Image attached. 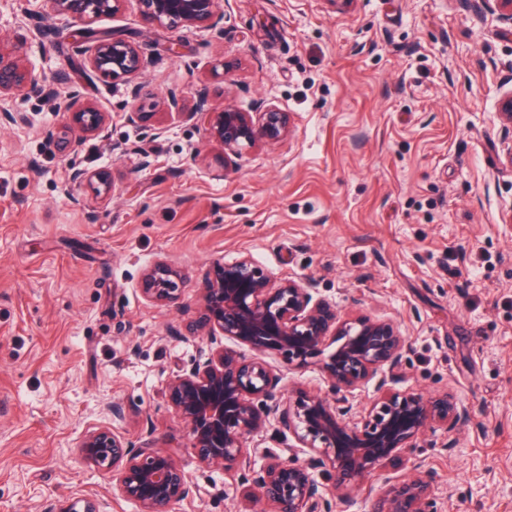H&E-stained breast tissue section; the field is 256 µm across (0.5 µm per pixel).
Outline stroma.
<instances>
[{"label":"stroma","mask_w":512,"mask_h":512,"mask_svg":"<svg viewBox=\"0 0 512 512\" xmlns=\"http://www.w3.org/2000/svg\"><path fill=\"white\" fill-rule=\"evenodd\" d=\"M35 38L18 0L0 32L46 79L112 114L105 137L63 152L66 125L38 93L0 99V512H57L112 495L76 442L113 424L177 455L199 498L174 512H239L242 487L199 466L168 379L197 356L181 335L214 263L250 253L276 277H307L341 318L392 320L408 338L394 391L449 392L470 410L384 464L335 512L430 472L438 512H512V169L499 99L512 91V27L481 0H223L213 30L151 28L135 0L96 22L142 46L141 82L288 112L289 139L243 152L231 172L192 123L151 139L124 112L151 111L129 84L91 76L79 24L57 17ZM107 173L102 201L73 205L71 168ZM182 274L177 303L145 300L144 269Z\"/></svg>","instance_id":"35a3bbf8"}]
</instances>
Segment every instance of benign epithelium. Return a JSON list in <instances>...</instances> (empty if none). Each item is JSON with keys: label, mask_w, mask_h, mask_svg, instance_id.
I'll list each match as a JSON object with an SVG mask.
<instances>
[{"label": "benign epithelium", "mask_w": 512, "mask_h": 512, "mask_svg": "<svg viewBox=\"0 0 512 512\" xmlns=\"http://www.w3.org/2000/svg\"><path fill=\"white\" fill-rule=\"evenodd\" d=\"M40 2L39 14L23 7L22 16H64L89 26L119 13L126 0ZM138 2L148 24L167 30L212 29L221 4V0ZM482 6L512 26V0H482ZM82 42L92 75L123 81L131 85L133 97L144 94L164 109L162 114L126 112L127 123L140 126L147 118L159 116L155 130L160 134L166 118L192 122L224 148L226 172L243 150L291 135L290 114L274 106L244 112L231 102L213 106L203 95L191 105L175 91L156 97L146 84L134 82L150 64L138 44L95 30L87 31ZM24 55L21 46L6 54L0 51V98L25 88L43 89L48 104L67 114L68 128L76 132L75 138L64 143L73 154L85 138L105 132L111 113L74 92L60 90L62 74L54 85L42 87L43 79ZM498 119L503 140L508 142L506 161L512 166V92L502 97ZM93 178L96 193L109 196L107 173ZM93 178L82 169L70 170L67 192L73 203H80L74 190ZM181 281V273L160 260L144 269L141 291L151 303L175 304ZM185 330L202 345L193 363L168 380L165 397L189 430L190 451L196 461L251 488L244 512H258L263 503L272 505L274 512H332V499L350 498L379 465L416 447L427 429L435 424L453 428L469 416L468 409L448 394L393 393L354 421L348 395L373 380L379 389L395 381L407 337L391 320H340L336 306L315 296L310 279H278L247 253L212 266L197 317ZM330 339L338 346L322 363L329 392L298 388L283 396L282 370L273 368L264 357L275 354L283 367L302 371L317 361ZM226 340L249 348L253 355L247 357L226 346ZM272 422L278 435L293 436L307 450V459L270 450L260 453L247 446L248 437L263 432ZM76 448L93 468L112 471V494L134 502L138 512H173L174 505L200 495L177 457L147 443L138 447L109 427L88 432ZM320 475L331 480L330 487L319 482ZM434 508L432 479L415 473L392 484L376 500L373 512H434ZM59 512H104V506L76 497Z\"/></svg>", "instance_id": "1"}]
</instances>
